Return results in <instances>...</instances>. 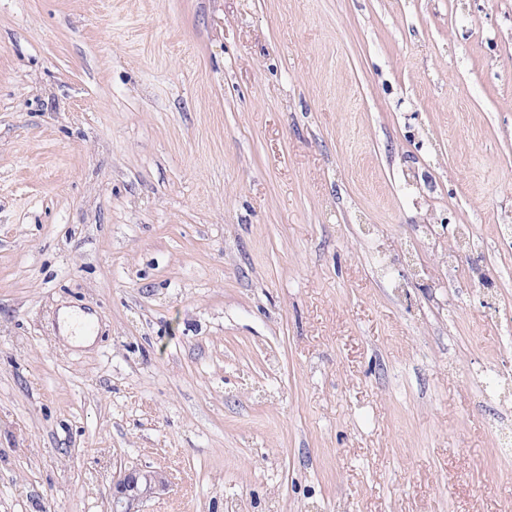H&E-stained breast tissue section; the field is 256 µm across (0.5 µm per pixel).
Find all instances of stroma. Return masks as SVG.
Returning a JSON list of instances; mask_svg holds the SVG:
<instances>
[{"label":"stroma","instance_id":"obj_1","mask_svg":"<svg viewBox=\"0 0 512 512\" xmlns=\"http://www.w3.org/2000/svg\"><path fill=\"white\" fill-rule=\"evenodd\" d=\"M503 224L512 0H0V512H512ZM168 486L164 471L149 467L124 469L112 482V512H140V504Z\"/></svg>","mask_w":512,"mask_h":512}]
</instances>
